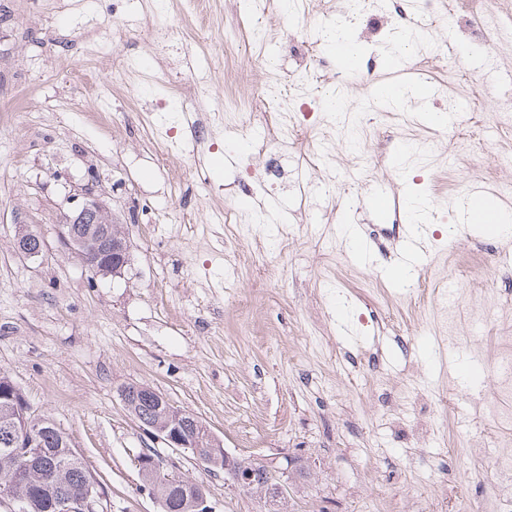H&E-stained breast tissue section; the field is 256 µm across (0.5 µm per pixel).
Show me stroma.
<instances>
[{
  "label": "stroma",
  "instance_id": "stroma-1",
  "mask_svg": "<svg viewBox=\"0 0 512 512\" xmlns=\"http://www.w3.org/2000/svg\"><path fill=\"white\" fill-rule=\"evenodd\" d=\"M0 0V372L36 413L70 436L104 488L109 512H159L134 464L155 449L170 470L202 484L213 512H266L263 500L190 454L154 442L119 396L148 385L189 411L226 451L307 475L285 486L288 512H456L496 478L477 455L487 442L480 407L450 370L440 293L449 278L467 294L499 289L512 313V238L456 230L465 184L512 182V127L487 134L512 93V0H484L480 16L433 24L406 0L418 41L410 68L439 92L427 101L373 104L396 81L385 62L400 32L381 10L346 16L345 0H219L201 37L218 49L237 17L256 35L232 62L246 93L287 70L294 125L309 160L289 151L286 175L267 155L236 151L267 132L261 111L224 114L195 148L189 120L164 78L168 59L139 32L151 18L174 40L188 28L179 0ZM345 15L351 42L380 63L337 81L316 16ZM123 24L132 39L114 46ZM313 42L314 58L290 45ZM133 72L111 83L114 55ZM326 67V80L307 73ZM464 103L450 124L427 114ZM431 201L424 254L408 281L389 270L402 223L374 220L371 185ZM98 198L121 224L130 263L92 278L59 243L64 214ZM365 228L370 254L347 232ZM45 242L17 250L20 232ZM424 456L426 467L412 459Z\"/></svg>",
  "mask_w": 512,
  "mask_h": 512
}]
</instances>
